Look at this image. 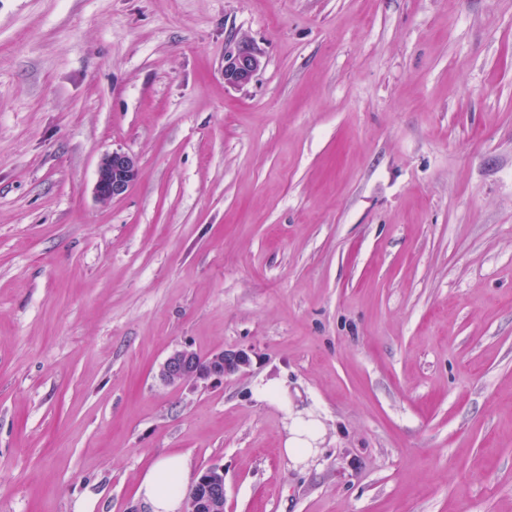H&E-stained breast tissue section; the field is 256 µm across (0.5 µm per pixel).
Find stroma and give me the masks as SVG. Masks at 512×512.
<instances>
[{
    "label": "stroma",
    "instance_id": "stroma-1",
    "mask_svg": "<svg viewBox=\"0 0 512 512\" xmlns=\"http://www.w3.org/2000/svg\"><path fill=\"white\" fill-rule=\"evenodd\" d=\"M167 452L225 512H512V0H0V512ZM261 67V53L247 40H241L224 56V82L234 88L247 86ZM139 175L137 159L123 151L104 154L97 165L94 194L102 204L123 197ZM199 355L189 347L174 350L160 367V380L172 386L188 382L224 380L228 371L246 367L250 363L244 350H219L206 357V363L200 364ZM321 437V429L312 424L295 421L290 436L285 440L284 452L292 459L303 461L314 451V444ZM224 511V470L209 467L202 471L194 484L192 511L190 512H223Z\"/></svg>",
    "mask_w": 512,
    "mask_h": 512
}]
</instances>
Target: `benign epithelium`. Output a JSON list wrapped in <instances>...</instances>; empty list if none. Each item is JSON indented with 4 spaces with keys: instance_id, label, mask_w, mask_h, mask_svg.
Segmentation results:
<instances>
[{
    "instance_id": "obj_1",
    "label": "benign epithelium",
    "mask_w": 512,
    "mask_h": 512,
    "mask_svg": "<svg viewBox=\"0 0 512 512\" xmlns=\"http://www.w3.org/2000/svg\"><path fill=\"white\" fill-rule=\"evenodd\" d=\"M262 67L261 53L246 40L239 41L224 56V83L241 88L252 82ZM139 175L137 159L123 151L104 154L97 165L94 194L102 204L124 196ZM249 355L244 350H219L200 364L199 355L189 347L174 350L160 367V380L172 386L188 382L224 379L227 372L248 366ZM192 512H224V470L209 467L202 471L194 484Z\"/></svg>"
}]
</instances>
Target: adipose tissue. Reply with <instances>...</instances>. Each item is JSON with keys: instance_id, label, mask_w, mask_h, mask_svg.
Returning a JSON list of instances; mask_svg holds the SVG:
<instances>
[{"instance_id": "obj_1", "label": "adipose tissue", "mask_w": 512, "mask_h": 512, "mask_svg": "<svg viewBox=\"0 0 512 512\" xmlns=\"http://www.w3.org/2000/svg\"><path fill=\"white\" fill-rule=\"evenodd\" d=\"M192 481L188 457L166 453L158 456L142 475L136 497L145 512H184Z\"/></svg>"}]
</instances>
